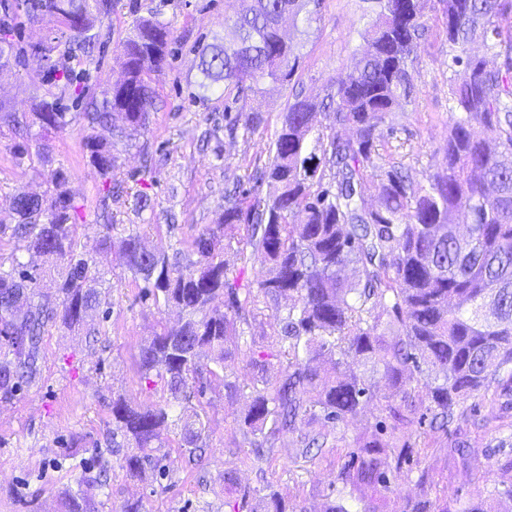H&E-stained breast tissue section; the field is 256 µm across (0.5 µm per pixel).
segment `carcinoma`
<instances>
[{
  "instance_id": "obj_1",
  "label": "carcinoma",
  "mask_w": 512,
  "mask_h": 512,
  "mask_svg": "<svg viewBox=\"0 0 512 512\" xmlns=\"http://www.w3.org/2000/svg\"><path fill=\"white\" fill-rule=\"evenodd\" d=\"M113 2L0 0L8 18L33 23L51 16L58 23L39 43L50 61L44 76L60 91L35 113L41 125L70 123L61 106L67 94L85 100L78 117L87 130L117 115L131 136L149 123L154 92L147 75L171 53L167 23L135 21L119 53L125 78L101 91L100 100L87 96L88 70L78 75L71 67L73 60L87 67L98 60L96 23L112 14ZM247 2L228 23L231 37L200 50L199 87L222 82L241 93L263 83L283 86L294 76L298 59L278 19L320 0ZM428 2L378 0L372 52L338 74L321 100L298 95L288 103L276 121L269 165L236 179L239 191L224 196L223 223L199 232L185 253L171 258L145 250L138 234L112 236L117 156L114 146L86 136L101 180L99 246L118 250L154 298L183 312L139 354L145 379H159L173 398L190 399L189 382L201 378L202 361L224 368L254 293L276 306L288 299L287 314H273L281 376L253 388L239 419L250 446L298 431L293 447L306 455L333 448L329 424L356 420L363 405L376 400L381 420L375 432L352 436L354 451L338 474L350 499L363 504L359 512H499L500 501L512 500V464L511 476L490 490L476 487L466 499L400 506L390 496V476L412 456L461 435L467 399H482L486 419L501 420L498 401L512 396V164L498 163L512 156V0H437L452 62L463 76L450 86L444 164L429 173L395 158L384 134L394 108L413 96ZM475 43L498 62L491 66L486 56L469 52ZM259 124L254 113L224 106L228 136ZM340 129L349 135H339ZM12 199L17 222L11 238L60 263L63 273L49 295L18 260L0 263V335L11 346L0 355L4 398L35 376L45 327L80 326L100 306L88 287L97 271L80 246L79 205L67 173L54 174L46 197L18 186ZM227 251L261 258L267 275L257 289L227 275ZM221 297L222 308L215 305ZM365 367L380 375L392 396L377 399ZM423 397L428 405L421 408L416 401ZM172 423L184 447H204L209 420L196 408L185 406L172 420L165 405L112 400V437L139 449L124 458L129 473L143 472ZM82 485L61 499L59 512H97L91 489L100 486L99 478L87 471ZM252 512H288V500L272 492Z\"/></svg>"
}]
</instances>
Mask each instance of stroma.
I'll return each mask as SVG.
<instances>
[{
    "mask_svg": "<svg viewBox=\"0 0 512 512\" xmlns=\"http://www.w3.org/2000/svg\"><path fill=\"white\" fill-rule=\"evenodd\" d=\"M159 8L169 22L176 52L168 62L149 72L155 92L149 124L140 136L120 137L113 127H100V140L114 143L127 193L116 198L112 211L121 233L140 235L147 249L173 253L180 242L200 230L219 224L224 215V188L238 175L240 166H266L271 158L276 119L296 92L319 99L336 73L348 69L366 48L368 33L377 17L376 0H324L321 8L305 6L296 18L283 23L284 34L300 61L293 80L283 86L262 84L249 91L243 104L263 122L254 134L228 138L224 124L223 85L213 86L204 98L194 95L202 75L198 49L223 42L224 22L235 16L242 0H117L105 30L107 44L90 70L94 88H109L124 79L117 59L122 43L136 18ZM429 24L419 43L416 61V94L389 117L393 142L418 157L419 165L436 170L443 163L441 147L448 137L449 87L461 69L452 63L447 42L428 11ZM39 56L26 53L0 67V106L17 115H31L42 101L55 95L44 82ZM81 123L62 129H40L23 137L0 121V225L16 222L12 194L16 186L45 195L51 176L65 171L69 189L82 207L81 240L90 251L101 276L95 287L102 311L92 313L86 327L47 326L41 338L39 371L23 382L16 394L0 398V512H56L65 492H77L88 465L106 473L104 486L95 489L98 512H121L129 503L142 512H230L225 503L224 475L234 473L239 490L259 498L273 491L288 496L290 512H325L330 501L344 494L337 475L346 449L306 458L289 447L287 433L276 435L272 448L255 457L236 429L251 391L262 376L280 371L275 357L278 345L271 334L270 308L260 307L254 317L240 324L237 348L217 375H203V393L192 404L210 420L206 446L198 462L189 463L179 429L164 432L153 453L154 463L139 475L124 467L128 448H113L112 401L121 397L131 405L166 404L179 413L181 402L162 388H151L138 371L142 344L163 327L177 324V307L145 296L141 277L135 276L116 251L97 245L94 225L99 199V177L89 164ZM149 144L157 163L143 170L140 147ZM26 147L17 158L18 147ZM223 163H216V155ZM144 191L154 202L150 212L138 211L133 194ZM177 221H166L167 212ZM18 259L35 272L42 292H53L62 268L43 256L19 249L10 236H0V261ZM267 355L266 372L252 363ZM239 391L228 395L225 382ZM473 421L467 431L471 448L459 456L449 445L429 450L392 480L395 497L405 499H456L476 486L498 484L512 463V427L493 422L480 426L486 410L477 398L465 403ZM428 472L426 486L417 483Z\"/></svg>",
    "mask_w": 512,
    "mask_h": 512,
    "instance_id": "obj_1",
    "label": "stroma"
}]
</instances>
